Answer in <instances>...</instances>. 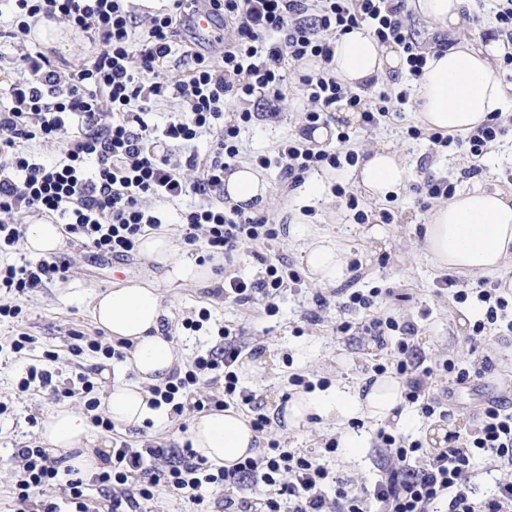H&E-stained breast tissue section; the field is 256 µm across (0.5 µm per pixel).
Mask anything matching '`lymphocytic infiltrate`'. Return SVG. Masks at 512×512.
Masks as SVG:
<instances>
[{"label": "lymphocytic infiltrate", "mask_w": 512, "mask_h": 512, "mask_svg": "<svg viewBox=\"0 0 512 512\" xmlns=\"http://www.w3.org/2000/svg\"><path fill=\"white\" fill-rule=\"evenodd\" d=\"M226 26L236 31L225 43L220 59L191 53L181 77H165L161 62L173 53L178 32L177 14L183 0H173L168 10L148 18L145 35H137L129 0H0L9 18L5 37L29 36L41 18L60 19L86 33L96 47L90 62L61 69L44 54L26 56L27 79L11 89L12 105L0 113V252L15 247L23 238L24 225L17 215L38 212L58 216L68 234L82 245L115 258L135 251L140 236L159 231L163 222L154 205L193 194L197 204L182 215L185 244L205 238L211 253L231 257L242 245L261 247L278 239L276 225L263 216L224 207V174L240 156L239 135L257 113L274 118L277 104L286 96L280 73L284 58L311 62L298 87L310 106L299 136L282 143L274 155L259 157L261 167H281L289 187L300 185L313 169L333 170L355 164L351 136L339 132L333 148L317 149L310 133L327 124L333 105L347 101L361 107L366 128H374L390 115L387 96L371 108H362L361 97L336 77L331 67L333 44L338 35L367 27L380 43L400 46L412 77L423 74L426 54L405 22V0H211ZM263 90L260 103H252L256 90ZM178 99L184 111L176 113L161 128L146 120L151 103ZM242 105L233 121H225L224 106ZM81 129L70 135L71 126ZM505 129L500 113L467 136L455 138L439 132L428 135L432 144L466 148L472 159L484 156L488 146ZM209 136L206 161L196 154L173 158L176 146H185ZM39 140L43 146L62 148L64 158L50 165L41 156L25 151L24 142ZM196 171L186 182L183 169ZM266 276L259 282L232 278L224 284L225 297L249 302L254 294L267 298L266 312H273V299L281 288L301 285L300 274L286 257H262ZM68 266L56 257L0 267V290L6 300L0 316L17 318L23 312L17 298L29 290L65 279ZM456 281L442 280L445 288ZM456 290V288H455ZM484 308L473 325L475 335L502 336L512 333L507 301L487 283L474 293ZM456 290L457 300L471 295ZM365 330L375 339L400 332L401 341L386 362L375 364L376 374L395 370L405 380V397L422 417H449V410L431 391L434 374H447L462 384L471 376H484L493 369L491 359L467 369L446 360L425 365L413 352L409 340L413 324L374 317ZM218 347L196 357L191 369L175 373L164 385L152 387L153 406L187 400L197 411L222 410L229 404L248 409L251 426L264 433L269 420L252 391L240 387L236 371L241 349L230 326L218 330ZM220 382L222 390L206 397L195 396L202 377ZM377 440L387 463L373 485L354 483L332 473L319 457L295 451L280 441H268L259 454L232 468H215L197 454L191 444L180 448L132 447L127 441L112 443L105 468L96 481L110 503V512H138L141 502L151 500L157 486L177 495H190L195 504L205 502L207 488L225 491L226 512H250L249 491L257 484L272 487L260 512H368L378 504L382 512H431L445 503V512H512V482L499 483L493 495L476 500L472 480L477 460L512 464V404L493 400L483 407L476 428L463 443L428 456L419 442L379 430ZM20 470L13 494L18 503L29 500L41 486L59 484L63 503L43 502L41 512H90L86 484L71 467L42 448L15 451Z\"/></svg>", "instance_id": "f902f5d3"}]
</instances>
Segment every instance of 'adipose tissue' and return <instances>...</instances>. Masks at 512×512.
Segmentation results:
<instances>
[{"instance_id": "adipose-tissue-1", "label": "adipose tissue", "mask_w": 512, "mask_h": 512, "mask_svg": "<svg viewBox=\"0 0 512 512\" xmlns=\"http://www.w3.org/2000/svg\"><path fill=\"white\" fill-rule=\"evenodd\" d=\"M417 16L443 32L453 33L465 22L468 0H409ZM512 53V45L501 39L461 40L443 52H429L424 73L414 85L419 117L424 127L452 135L464 134L488 122L491 113L512 109V96L494 70L500 57ZM405 60L380 44L364 28L340 35L333 48L332 69L346 86L360 88L388 71L404 69ZM352 185L366 197L383 200L398 194L411 179V171L399 151L391 147L374 150L354 168ZM229 203L260 209L267 203L268 183L252 165L236 167L224 178ZM425 244L442 267L491 274L512 263V198L497 192L456 194L434 209L424 232ZM138 248L164 269L167 283L211 282L222 256L198 264L179 253L166 234L148 232L140 236ZM301 261L313 281L329 284L342 273L345 256L327 237L310 236L301 249ZM92 314L112 337L132 341L125 370L134 381H114L105 397L113 423L131 428L159 416L150 405V386L159 384L173 371L177 351L161 333L163 308L157 288L127 285L96 294ZM403 383L391 376L380 377L366 391H336L328 399L301 392L284 408V418L293 427L306 425L309 417L341 420L364 414L384 420L392 418L403 400ZM41 434L50 451L68 456L80 474L97 472L100 461L93 452L91 425L81 412L68 406L57 408L46 418ZM190 439L197 454L209 462L230 467L251 456L257 437L248 420L233 411H213L196 417Z\"/></svg>"}]
</instances>
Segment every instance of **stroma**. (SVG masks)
<instances>
[{"mask_svg":"<svg viewBox=\"0 0 512 512\" xmlns=\"http://www.w3.org/2000/svg\"><path fill=\"white\" fill-rule=\"evenodd\" d=\"M66 39L67 47L62 50L40 40L0 38V110L11 107L12 86L28 76L23 63L25 55L40 51L51 61L73 67L89 59L94 47L87 35L73 32ZM303 109L300 97L290 94L283 100L278 118L242 128L245 162L253 163L260 156L274 154L282 141L298 134L304 124ZM419 123L418 108L410 100L375 128L367 129L358 123L350 126L351 146L359 155L392 146L411 169V186L401 190L396 198L379 203L360 198L358 210L369 215L364 222L357 220L356 210L349 208L346 197L333 192L337 183L350 187L351 167L336 172L325 170L320 184L308 179L289 193L282 188L278 168L263 171L269 184V202L262 213L271 223L286 226L285 233L271 246V254H282L295 262L309 236L323 235L335 240L345 252L347 262L359 263L363 268L357 277L344 271L339 283H350L362 293L373 294L370 312L342 310L339 298L332 295L333 285H318L308 279L301 287L284 289L275 300L277 311L271 316L263 315V300L258 295L242 304L217 295L211 285L184 284L161 291L166 311L162 332L177 349L179 370L190 369L199 354L218 345V327L231 326L243 344L239 357L240 384L255 392L262 412L269 417L267 438L312 455L324 454L325 442L339 441L336 453L324 454L325 464L368 485L379 478L385 464L376 440L380 420L363 418L361 427L356 429L348 422L340 424L317 418L308 426L295 428L284 419V406L297 392L290 382L292 375L300 374L312 381L318 394L337 385L365 387L374 380V365L387 358L397 339L390 336L381 344L364 333L360 323L366 314L392 316L414 324L417 333L412 343L427 364L452 359L475 365L487 356L496 364L490 374L463 385L449 386L444 375L436 378L438 391L448 394L453 411L450 420L426 419L419 415L415 405L401 404L399 417L390 420V428L419 441L429 454L447 448L440 429L466 436L476 427V414L484 402L512 399V335L471 342L472 326L481 319L482 309L470 291L483 277L467 272L452 274L434 261L425 245L424 226L439 201L419 196L414 189L416 183L430 176L448 180L459 191L479 188L512 197V112L503 118L505 134L477 165L462 148L442 150L428 138H410L408 127ZM386 211L392 213V223H383L382 214ZM60 256L69 266L67 280L36 289L21 299V318L0 317V404L6 408L0 414V512H35L39 503L58 497L57 488L49 485L33 494L26 509L18 508L12 497L19 468L14 451L46 447L41 423L54 408L67 405L83 409L80 396L60 394L63 388H78L79 372L90 373L99 389L104 390L118 370V361H105L92 353L85 354L77 364L70 359L72 331L104 343L111 340L92 317L94 294L131 284L152 285L163 275L161 267L140 254L113 259L74 242L69 236L64 239ZM449 275L455 276L456 288L441 287L442 278ZM458 289L468 292L466 301L455 299ZM321 296L328 297V305H317ZM203 310L209 311L210 318L202 329H185V321L197 319ZM340 319L351 322L348 333H335ZM22 332L34 336L35 343L31 350L18 353L12 343ZM48 350L57 354V361L45 359ZM32 365L51 371L52 387L21 391L20 382ZM196 415V410L188 407L179 413L168 412L160 422L128 429L118 426L110 433L100 429L96 435L105 442L121 439L135 448L147 444L178 448L188 440ZM352 432L364 438L363 448L353 457L342 446L344 437Z\"/></svg>","mask_w":512,"mask_h":512,"instance_id":"stroma-1","label":"stroma"}]
</instances>
